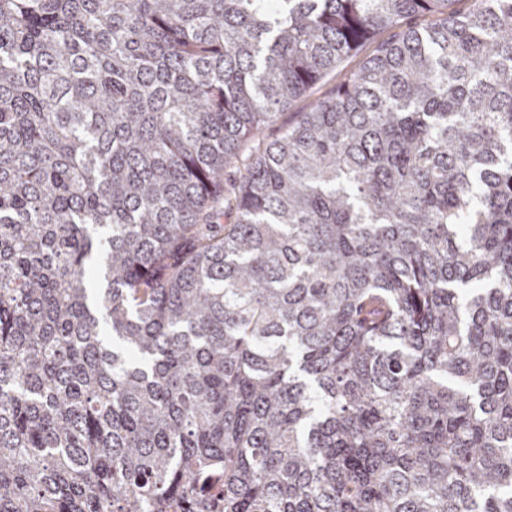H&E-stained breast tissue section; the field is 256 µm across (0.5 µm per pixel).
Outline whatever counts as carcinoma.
Segmentation results:
<instances>
[{
  "label": "carcinoma",
  "instance_id": "1",
  "mask_svg": "<svg viewBox=\"0 0 512 512\" xmlns=\"http://www.w3.org/2000/svg\"><path fill=\"white\" fill-rule=\"evenodd\" d=\"M469 2L0 0V512H512V0ZM372 50V43H369L367 44L366 46H364L357 55L353 56V57H350L348 59H346L341 65L340 67H338L336 69V71L330 73L325 79L324 81L322 82V84H320L318 86V88L316 89V92L313 96H311L309 99H306V100H300L296 103H294L293 107L288 110V111H285L287 113H285L280 122H287L288 121V118L291 117V115L293 114L292 112H299L300 110H303L304 108H306L307 104L314 98L318 97V96H321L323 95L324 93L328 92L329 90H331L335 85L336 83L341 79L343 73L346 71V70H349V69H353V68H357L359 63L362 61V59L368 55Z\"/></svg>",
  "mask_w": 512,
  "mask_h": 512
}]
</instances>
